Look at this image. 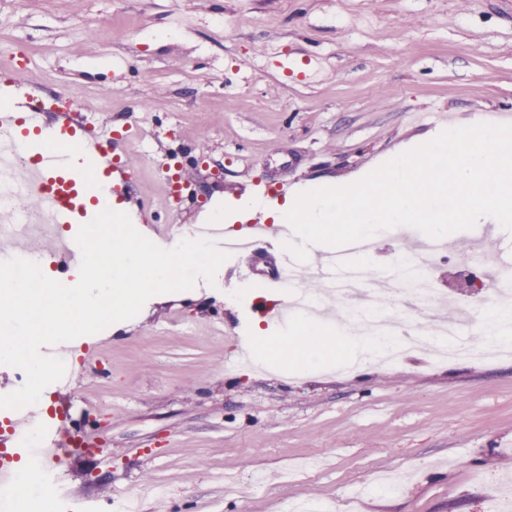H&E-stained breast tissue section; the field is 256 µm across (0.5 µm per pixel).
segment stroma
<instances>
[{"instance_id":"stroma-1","label":"stroma","mask_w":512,"mask_h":512,"mask_svg":"<svg viewBox=\"0 0 512 512\" xmlns=\"http://www.w3.org/2000/svg\"><path fill=\"white\" fill-rule=\"evenodd\" d=\"M168 29L166 42L152 38ZM318 57L317 79L304 77ZM292 61L291 74L282 62ZM43 126L103 129L135 179L123 199L166 240L198 224L225 195L287 181L289 190L346 182L402 145L491 118L512 124V0H0V70ZM78 97L75 115L55 108ZM178 163L196 180L179 208L157 175ZM415 229L380 237L370 271L424 241ZM433 262L454 292L468 254L493 243L512 259V232L478 224L450 234ZM283 247L259 241L229 256L224 278L144 305L134 318L81 336L65 382L37 408L64 406L63 427L95 455L60 457L76 512H494L512 479V357L436 364L428 351L366 377L330 363L314 376L272 362L239 367L247 341L224 298L262 328L283 289L271 276ZM387 475L393 493L356 495Z\"/></svg>"}]
</instances>
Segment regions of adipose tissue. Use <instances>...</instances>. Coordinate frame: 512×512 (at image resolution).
<instances>
[{
  "mask_svg": "<svg viewBox=\"0 0 512 512\" xmlns=\"http://www.w3.org/2000/svg\"><path fill=\"white\" fill-rule=\"evenodd\" d=\"M254 346L260 353L289 358L302 375L317 373L325 364L353 356L361 357V371H370L374 366L369 357L373 347L370 338L360 335L338 338L324 324L303 316L286 327L258 333Z\"/></svg>",
  "mask_w": 512,
  "mask_h": 512,
  "instance_id": "adipose-tissue-1",
  "label": "adipose tissue"
}]
</instances>
